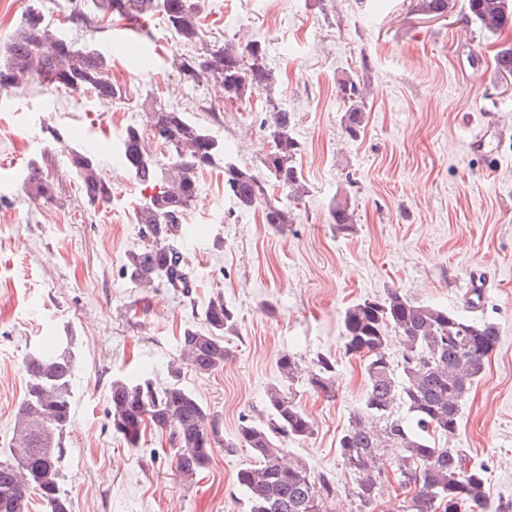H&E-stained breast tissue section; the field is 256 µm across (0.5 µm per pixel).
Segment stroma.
I'll use <instances>...</instances> for the list:
<instances>
[{
  "label": "stroma",
  "instance_id": "35a3bbf8",
  "mask_svg": "<svg viewBox=\"0 0 512 512\" xmlns=\"http://www.w3.org/2000/svg\"><path fill=\"white\" fill-rule=\"evenodd\" d=\"M79 2L0 0V53L30 4L55 20ZM205 4L204 40L240 47L263 40L273 89L256 88L249 101L232 103L215 81L184 82L172 58L194 49L157 16L141 62L121 53V23L70 33L110 54V74L127 87V99L100 102L29 83L0 91V454L12 446L25 355L66 332L77 358L63 461L71 512H247L236 473L250 454L226 452L224 440L242 417L262 414L283 353L307 371L327 355L337 361L336 395L315 393L304 378L294 384L314 433L287 448L336 479L330 512H355L337 440L363 404L366 378L362 361L344 354L342 318L354 303L400 288L411 300L498 325L500 343L462 403L452 445L486 466L493 500L512 501V76L489 69L512 28L480 30L465 0L442 18L418 11L417 0ZM346 76L366 90V126L355 140L340 126L336 86ZM149 95L207 129L227 161L258 174L269 150L268 99L293 115L301 145L307 195L273 190L296 217L283 233L265 224L261 209L237 208L224 192L223 166L199 173L186 217L195 282L186 296L139 288L121 275L140 244L135 210L142 198L113 158L127 125H138L153 157L168 161L142 107ZM491 122L499 138L471 149L472 135ZM47 148L45 171L58 194L35 201L23 181L28 162ZM88 148L100 172L118 173L105 205L88 204L70 167V151ZM340 201L354 210L353 232L331 222L330 207ZM475 282L484 290L473 308ZM217 296L238 313L230 355L210 374L184 369L182 383L221 416L223 441L186 481L169 432L147 429L135 448L113 433L110 387L145 364L166 383L183 329L200 325Z\"/></svg>",
  "mask_w": 512,
  "mask_h": 512
}]
</instances>
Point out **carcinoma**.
<instances>
[{
	"label": "carcinoma",
	"instance_id": "obj_1",
	"mask_svg": "<svg viewBox=\"0 0 512 512\" xmlns=\"http://www.w3.org/2000/svg\"><path fill=\"white\" fill-rule=\"evenodd\" d=\"M204 4L205 0H88L56 25L33 6L0 57V90L27 82L87 92L102 102L121 98L126 91L112 81L106 55L63 36L60 28L92 30L123 21L141 40L157 14L181 41L196 48L195 54L174 61L184 80L199 84L211 78L224 89L225 99L240 102L258 86L272 88L275 77L261 42L244 48L231 41L217 47L204 43ZM454 6L455 0H419L420 11L431 16L441 17ZM467 10L488 32L512 28V0H467ZM496 68L512 75L511 44L499 48ZM338 93L344 104L342 130L355 140L364 131L362 89L345 77L338 81ZM143 104L150 108L151 130L168 148L169 158L160 166L145 146L144 132L135 125L126 127L118 161L152 193L136 213L143 244L128 253L122 272L136 286L161 283L187 294L193 280L184 250L190 233L185 215L198 195L197 174L224 156V144L156 97H145ZM267 104L270 148L261 161L265 176L226 161L224 187L238 208L263 207L265 223L283 232L295 223V215L272 201L270 187L290 191L298 199L308 187L297 166L301 147L292 133V115L272 98ZM70 166L89 203L112 200V187L100 179L93 151L71 153ZM24 191L33 200L55 195L54 182L43 176L35 160L30 162ZM330 217L336 229L353 231L354 210L348 203L334 205ZM236 326L234 308L221 296L213 298L202 312V326L184 328L179 359L168 364L166 386H156L149 373L112 381V430L127 446L137 447L148 424L168 429L182 478L191 480L206 468L222 421L181 383L182 366L201 374L224 367L230 354L224 337ZM343 338L346 355L365 358L367 382L362 410L350 418L338 439L342 463L353 476L349 493L356 512H374L381 490L380 458L387 448L399 452L395 478L410 492L404 512H512V502L490 499L485 467L469 463L463 450L440 447L435 441L437 435L455 437L462 402L498 347V326L415 302L402 289L390 288L382 297L365 298L345 310ZM394 341L400 345L396 357L389 350ZM22 368L26 392L17 410L19 447L0 457V512H30L33 495L45 512H71L62 470L63 435L73 416L71 337L58 335L52 346L30 352ZM278 371L281 383L267 388L264 415L242 419L234 437L224 442L231 451L247 449L253 459L237 471L236 481L246 493L248 512H328L336 481L302 461H285L286 443L311 438L314 428L293 396L292 386L300 379L296 357L281 355ZM335 373V359L317 357L309 377L312 389L335 396ZM397 406L406 414L394 416Z\"/></svg>",
	"mask_w": 512,
	"mask_h": 512
}]
</instances>
